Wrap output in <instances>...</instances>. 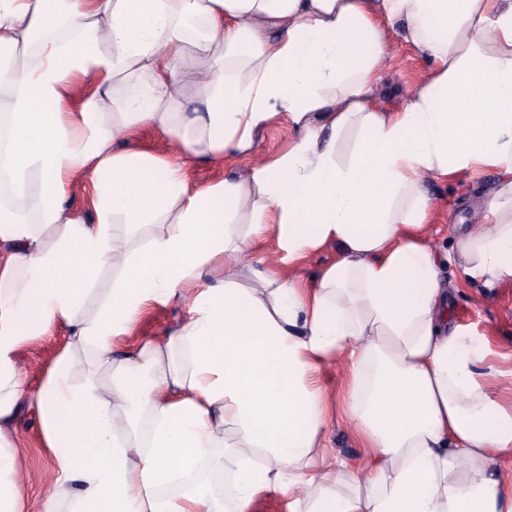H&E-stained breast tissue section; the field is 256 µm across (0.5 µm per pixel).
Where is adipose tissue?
I'll return each instance as SVG.
<instances>
[{
  "mask_svg": "<svg viewBox=\"0 0 512 512\" xmlns=\"http://www.w3.org/2000/svg\"><path fill=\"white\" fill-rule=\"evenodd\" d=\"M61 18L67 42L47 36ZM394 26L433 68L387 111L369 96ZM33 43L0 67V179L38 187L32 216L0 204V512L23 509L10 434L29 403L60 473L42 512H254L271 490L289 512H512V403L448 326L422 188L512 176V0H0V48ZM78 79L97 90L70 110ZM280 115L299 132L285 153L192 182L190 160L253 155ZM146 127L178 156L142 146ZM79 182L85 212L65 205ZM271 231L288 259L340 255L301 284L266 266ZM460 251L470 276H512V225ZM175 297L188 319L123 350ZM56 324L67 347L28 390L21 351ZM339 358L357 467L325 451L317 374Z\"/></svg>",
  "mask_w": 512,
  "mask_h": 512,
  "instance_id": "adipose-tissue-1",
  "label": "adipose tissue"
}]
</instances>
